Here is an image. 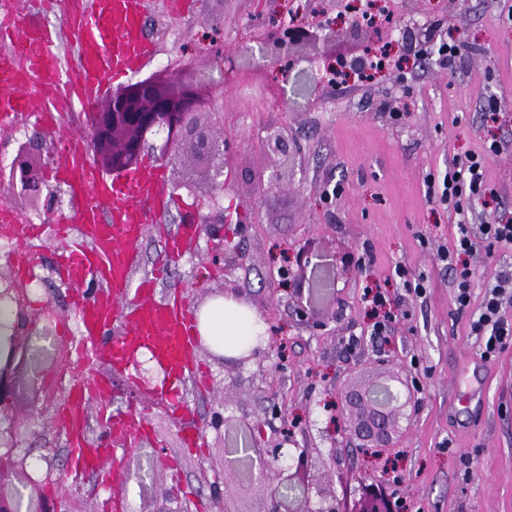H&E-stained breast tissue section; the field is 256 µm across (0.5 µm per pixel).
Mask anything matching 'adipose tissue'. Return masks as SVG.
Listing matches in <instances>:
<instances>
[{
    "label": "adipose tissue",
    "instance_id": "1",
    "mask_svg": "<svg viewBox=\"0 0 512 512\" xmlns=\"http://www.w3.org/2000/svg\"><path fill=\"white\" fill-rule=\"evenodd\" d=\"M197 328L201 339L216 352L230 355L247 347L256 324L244 306L218 297L199 312Z\"/></svg>",
    "mask_w": 512,
    "mask_h": 512
}]
</instances>
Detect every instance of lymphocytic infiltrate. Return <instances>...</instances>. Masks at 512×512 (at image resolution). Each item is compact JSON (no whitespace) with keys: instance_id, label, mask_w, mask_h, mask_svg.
<instances>
[{"instance_id":"f902f5d3","label":"lymphocytic infiltrate","mask_w":512,"mask_h":512,"mask_svg":"<svg viewBox=\"0 0 512 512\" xmlns=\"http://www.w3.org/2000/svg\"><path fill=\"white\" fill-rule=\"evenodd\" d=\"M501 152L498 142H491L486 155ZM486 155L467 154L454 157L443 178H427L424 196L427 203L453 207L460 220L451 246L440 248L438 258L452 275V304L457 315L467 317L476 350L488 361L512 344V316L505 306L512 305V268H500L493 284L485 288L481 302H473V272L469 257L492 258L494 247L512 246V221L478 214L466 217L464 202L495 196L496 191L484 177Z\"/></svg>"}]
</instances>
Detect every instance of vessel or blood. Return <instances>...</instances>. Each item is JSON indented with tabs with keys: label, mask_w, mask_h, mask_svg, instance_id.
I'll list each match as a JSON object with an SVG mask.
<instances>
[{
	"label": "vessel or blood",
	"mask_w": 512,
	"mask_h": 512,
	"mask_svg": "<svg viewBox=\"0 0 512 512\" xmlns=\"http://www.w3.org/2000/svg\"><path fill=\"white\" fill-rule=\"evenodd\" d=\"M146 7L147 0H80L67 20L74 41L67 58L59 31L29 28L11 0H0V118L28 113L38 79L56 96L55 103L37 112L38 120L61 124L75 107L92 115L108 81L129 77L151 61L153 49L143 33ZM60 171L71 190L70 218L50 230L27 225L25 234L40 242L50 231L66 245L59 263L69 280L82 284L74 296L80 331L69 338L73 350L79 361L94 359L117 367L131 382L137 378L140 355L149 354L163 371L158 393L182 410L181 383L202 376L189 357L195 340L192 308L184 300L153 296L169 262L179 254L178 242H170L139 287L131 285V275L141 264L137 245L145 227L161 223L176 203L175 197L161 193V165L149 160L142 172L109 180L92 161L88 140L70 136L61 151ZM91 278L98 281L97 291L83 287ZM108 389V380L88 373L61 409L70 424L75 470L95 466L83 446V409ZM100 419L102 446L113 455L126 454L137 440L136 423L107 413Z\"/></svg>",
	"instance_id": "obj_1"
}]
</instances>
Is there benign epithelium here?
<instances>
[{
  "label": "benign epithelium",
  "instance_id": "benign-epithelium-1",
  "mask_svg": "<svg viewBox=\"0 0 512 512\" xmlns=\"http://www.w3.org/2000/svg\"><path fill=\"white\" fill-rule=\"evenodd\" d=\"M375 30H383L376 19L369 23L352 22L347 39L361 44ZM336 39V28L328 22L313 26H272L258 43L267 59L292 70L297 62L308 57L312 47L318 44L328 47ZM208 56L209 63L205 65L174 70L169 82L151 78L123 92L112 93L89 122L95 161L106 172L136 170L150 151L169 163L181 152H187L191 174L176 182L175 187L190 193L201 186L210 189L209 201L215 213H198L188 220L190 224L202 226L215 223L219 201L228 190L224 181V142L214 132L213 124L202 120L206 114L204 99L212 88L238 77L232 66L224 70V79L214 77L218 62L224 59L222 44H215ZM15 144L8 177L0 180V187L7 188L14 207L21 212L51 207L54 195L46 188V173L56 161L58 138H51L49 145L38 149L18 138ZM264 150L275 158L267 186L273 189L293 180L296 152L282 125L268 127ZM295 264L296 269L284 270L286 287L292 290L301 316L322 328L337 301L336 282L346 259L304 248L297 254ZM0 303L9 304L13 316L7 348L0 347L1 416L11 408L20 390L43 392L40 367L55 366L63 358L53 344L37 353L31 350L27 289L17 287L11 274L1 269ZM337 396L338 404L349 414L347 431L355 447L366 453L377 452L394 447L400 418L413 403V381L400 370L380 376L361 390L340 388ZM288 442H293L291 432L285 427L275 428L270 440L260 448L253 443L250 450L262 461L276 462L282 446ZM16 447L12 426H3L0 419V512H18L25 490L40 512H56L54 504L43 495L42 482L28 473L27 457L14 453ZM274 477L278 485L298 490L300 494L291 498L272 496L265 512H404L403 501L391 495L379 497L367 493L350 502L329 494L311 474L309 457L304 453L294 463L277 467Z\"/></svg>",
  "mask_w": 512,
  "mask_h": 512
}]
</instances>
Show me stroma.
Wrapping results in <instances>:
<instances>
[{
    "label": "stroma",
    "mask_w": 512,
    "mask_h": 512,
    "mask_svg": "<svg viewBox=\"0 0 512 512\" xmlns=\"http://www.w3.org/2000/svg\"><path fill=\"white\" fill-rule=\"evenodd\" d=\"M320 0H155L147 16L156 57L176 68L204 61L213 30L225 53L245 66V81L210 95L226 145L224 176L235 186L224 197V223L190 235L186 256L158 292H180L193 309L226 295L249 307L265 325L262 352L246 365L224 359L199 343L194 359L207 380L187 385L185 396L201 434L199 447L182 442L183 425L144 387L159 369L149 355L138 365V384L110 379V409L145 415L150 434L143 453L111 461L122 486L116 512H221L219 491H230L239 512H265L276 483L272 477L241 480L222 417L256 420L276 402L278 426L290 429L291 455L308 452L315 472L350 476L358 493L367 476L382 468L365 461L335 429L329 406L337 387L367 386L376 373L366 364L380 343L371 334L365 288L386 291L399 319L391 326L394 363L416 373L419 403L400 422V467L392 488L407 512H512V347L489 363L475 354L466 318L452 310L448 269L437 258L451 245L458 218L427 204L423 184L444 176L453 156L479 152L490 141L503 145L486 162L496 188L485 211L512 221V0H387L394 12L393 54L402 67L387 66L375 79L331 87L322 79L326 59L315 58L282 78L274 63L258 56L259 28L288 24L298 10ZM465 41L452 68L438 46L448 37ZM456 79H449V71ZM287 124L300 167L293 186L261 188L258 176L273 159L262 148L271 123ZM176 205L162 228L147 227L138 249L150 267L164 249V236L182 230L180 215L206 204V193L176 190ZM306 241L337 254L366 256L338 281L335 320L315 329L285 298L282 271ZM237 249L232 266L215 263L221 243ZM55 243L37 251L20 246L22 260L45 282L39 306L72 318L68 288L55 271ZM405 266L397 276L396 266ZM424 278L425 297L408 294L404 281ZM479 372L486 399L460 406L456 375ZM85 368L65 388H51L36 402L16 401L13 430L58 512H101L110 490L95 473L59 481L72 470L65 424L58 405Z\"/></svg>",
    "instance_id": "obj_1"
}]
</instances>
